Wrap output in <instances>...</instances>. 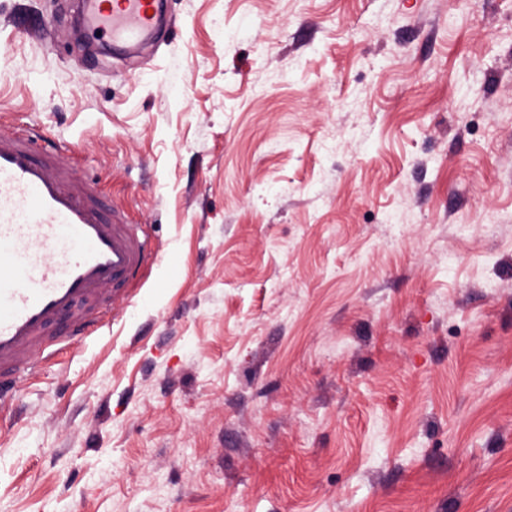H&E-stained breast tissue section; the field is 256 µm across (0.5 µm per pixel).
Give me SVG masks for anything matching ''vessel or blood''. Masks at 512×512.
<instances>
[{
  "label": "vessel or blood",
  "mask_w": 512,
  "mask_h": 512,
  "mask_svg": "<svg viewBox=\"0 0 512 512\" xmlns=\"http://www.w3.org/2000/svg\"><path fill=\"white\" fill-rule=\"evenodd\" d=\"M158 0H83L91 35L133 43L157 24ZM152 252L136 225L104 215L92 182L72 177L35 137L0 133V402L49 350L93 334Z\"/></svg>",
  "instance_id": "vessel-or-blood-1"
}]
</instances>
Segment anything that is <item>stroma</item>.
I'll list each match as a JSON object with an SVG mask.
<instances>
[{"label": "stroma", "mask_w": 512, "mask_h": 512, "mask_svg": "<svg viewBox=\"0 0 512 512\" xmlns=\"http://www.w3.org/2000/svg\"><path fill=\"white\" fill-rule=\"evenodd\" d=\"M0 0V130L159 261L0 406V512H512V0ZM161 1L84 0L83 11L92 36L108 32L112 42L133 43L157 24Z\"/></svg>", "instance_id": "1"}]
</instances>
